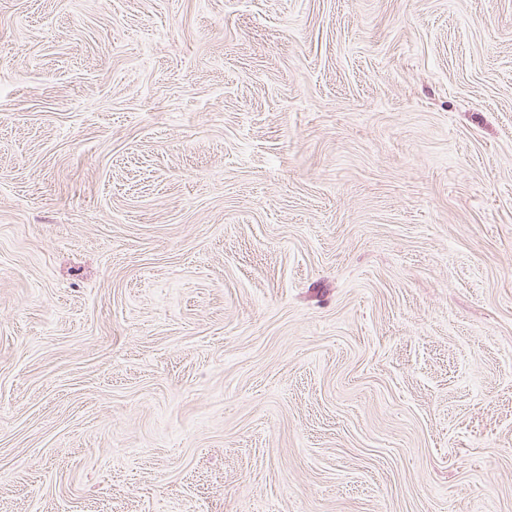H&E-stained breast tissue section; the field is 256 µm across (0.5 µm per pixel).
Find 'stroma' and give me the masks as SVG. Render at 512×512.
<instances>
[{
  "label": "stroma",
  "mask_w": 512,
  "mask_h": 512,
  "mask_svg": "<svg viewBox=\"0 0 512 512\" xmlns=\"http://www.w3.org/2000/svg\"><path fill=\"white\" fill-rule=\"evenodd\" d=\"M0 512H512V0H0Z\"/></svg>",
  "instance_id": "1"
}]
</instances>
